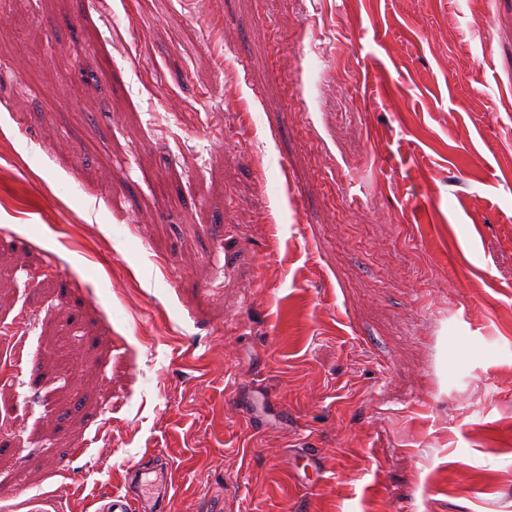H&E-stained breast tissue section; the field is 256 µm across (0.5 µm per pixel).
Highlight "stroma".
I'll return each instance as SVG.
<instances>
[{
    "instance_id": "obj_1",
    "label": "stroma",
    "mask_w": 512,
    "mask_h": 512,
    "mask_svg": "<svg viewBox=\"0 0 512 512\" xmlns=\"http://www.w3.org/2000/svg\"><path fill=\"white\" fill-rule=\"evenodd\" d=\"M1 166L0 512H512V0H0Z\"/></svg>"
}]
</instances>
